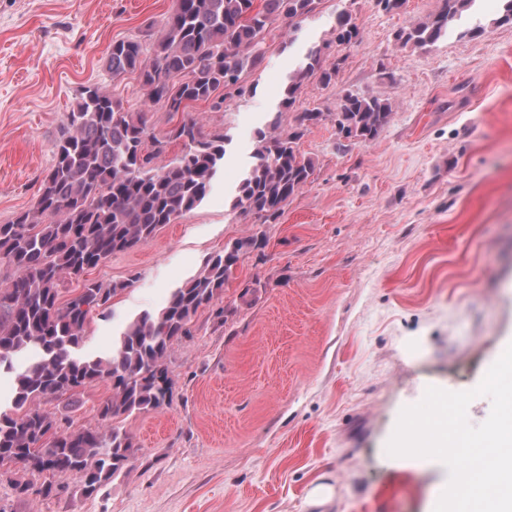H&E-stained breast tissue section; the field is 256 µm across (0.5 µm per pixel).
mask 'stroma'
Listing matches in <instances>:
<instances>
[{
    "mask_svg": "<svg viewBox=\"0 0 512 512\" xmlns=\"http://www.w3.org/2000/svg\"><path fill=\"white\" fill-rule=\"evenodd\" d=\"M440 0H321L296 28L280 24L248 94L221 110L191 104L209 134L229 138L205 199L146 245L89 271L122 282L107 316H93L84 354L112 347L138 314L225 245L252 234L218 304L197 313L168 358L169 405L122 417L138 448L96 497L78 475L43 474L54 497L16 498L11 512H429L447 479L436 460L388 455L401 410L428 387L474 389L512 339V25L501 0H475L427 49L396 44ZM173 0H0V223L32 208L52 146L81 88L97 83L131 112L145 90L134 73L106 71L116 40L160 24ZM362 33L332 47L336 83L308 80L297 110L278 104L306 49L329 38L341 11ZM481 33H474V26ZM382 94L390 123L366 145L339 146L332 120L309 126L300 151L313 179L273 224L231 206L254 134L298 109L332 112L343 90ZM103 380L41 400L63 426L98 421Z\"/></svg>",
    "mask_w": 512,
    "mask_h": 512,
    "instance_id": "1",
    "label": "stroma"
}]
</instances>
